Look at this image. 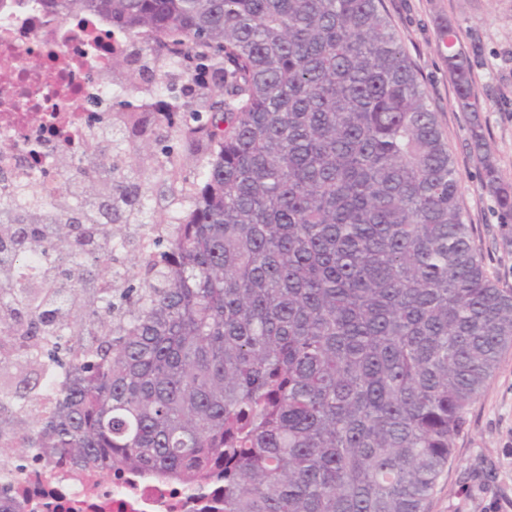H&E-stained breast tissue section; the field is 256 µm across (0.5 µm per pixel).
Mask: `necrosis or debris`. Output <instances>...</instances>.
I'll return each instance as SVG.
<instances>
[{"label":"necrosis or debris","mask_w":512,"mask_h":512,"mask_svg":"<svg viewBox=\"0 0 512 512\" xmlns=\"http://www.w3.org/2000/svg\"><path fill=\"white\" fill-rule=\"evenodd\" d=\"M121 39L101 16L52 17L41 0H0V140L10 150L0 168L48 191L30 143L76 152L88 138L90 100L107 91L93 73L110 69ZM20 512H209L216 494L196 496L181 486L149 478L102 482L77 475L68 460L43 456L24 468L0 459Z\"/></svg>","instance_id":"4bbe7bcc"}]
</instances>
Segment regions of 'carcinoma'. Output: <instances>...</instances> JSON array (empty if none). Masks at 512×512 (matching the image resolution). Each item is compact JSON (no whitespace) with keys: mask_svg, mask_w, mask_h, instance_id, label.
I'll return each instance as SVG.
<instances>
[{"mask_svg":"<svg viewBox=\"0 0 512 512\" xmlns=\"http://www.w3.org/2000/svg\"><path fill=\"white\" fill-rule=\"evenodd\" d=\"M45 2L126 42L95 75L112 119L41 171L52 196L0 192V457L222 482L223 512H427L512 348V289L380 0ZM457 41L448 78L512 214ZM161 129L179 148L140 156ZM170 201L168 185L153 181L150 197L146 202V209L143 220L146 224H151L152 216L160 209H165Z\"/></svg>","mask_w":512,"mask_h":512,"instance_id":"carcinoma-1","label":"carcinoma"}]
</instances>
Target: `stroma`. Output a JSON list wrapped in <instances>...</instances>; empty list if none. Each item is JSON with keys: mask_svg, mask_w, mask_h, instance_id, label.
I'll return each instance as SVG.
<instances>
[{"mask_svg": "<svg viewBox=\"0 0 512 512\" xmlns=\"http://www.w3.org/2000/svg\"><path fill=\"white\" fill-rule=\"evenodd\" d=\"M398 39L426 86L458 172L459 201L489 276L512 288V217L481 186L472 152V116L461 111L448 79L442 35L454 29L471 62L491 159L512 186V0H382ZM428 512H512V349L473 402L453 459Z\"/></svg>", "mask_w": 512, "mask_h": 512, "instance_id": "obj_1", "label": "stroma"}]
</instances>
